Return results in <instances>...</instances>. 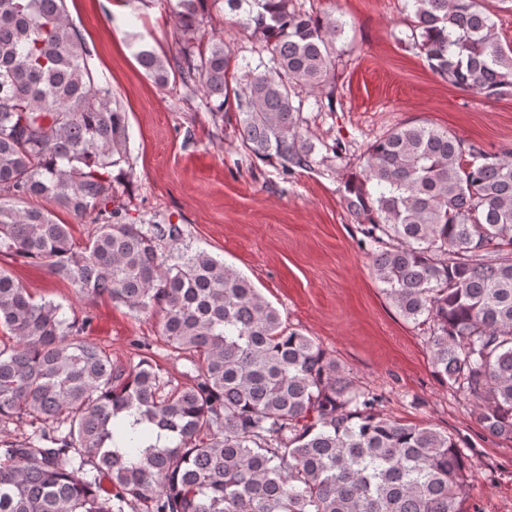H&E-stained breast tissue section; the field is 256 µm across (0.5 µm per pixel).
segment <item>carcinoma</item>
Wrapping results in <instances>:
<instances>
[{
  "label": "carcinoma",
  "mask_w": 512,
  "mask_h": 512,
  "mask_svg": "<svg viewBox=\"0 0 512 512\" xmlns=\"http://www.w3.org/2000/svg\"><path fill=\"white\" fill-rule=\"evenodd\" d=\"M225 2L259 41L239 64L201 41L206 0H176L183 46L135 57L160 87L235 104L254 155L307 168L304 89L327 82L343 22L295 0ZM408 42L451 85L512 91V45L485 0H404ZM127 113L92 64L65 0H0V253L40 260L77 294L160 313L159 336L194 357L166 388L152 358L114 364L62 305L0 269V512H463L470 466L456 438L383 414L336 360L235 268L170 252L177 224H143L112 188L128 163ZM43 199L93 217L83 246ZM366 220L372 271L408 320L428 325L440 381L485 432L512 439V147L489 151L423 122L393 128L344 184ZM107 478L104 489L101 478Z\"/></svg>",
  "instance_id": "carcinoma-1"
}]
</instances>
